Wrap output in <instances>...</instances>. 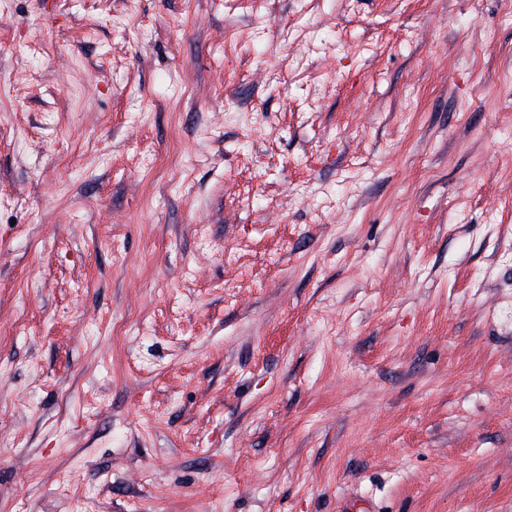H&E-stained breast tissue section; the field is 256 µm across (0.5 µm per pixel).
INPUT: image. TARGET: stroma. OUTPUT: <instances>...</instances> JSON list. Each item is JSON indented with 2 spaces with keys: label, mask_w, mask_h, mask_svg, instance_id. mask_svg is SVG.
I'll return each instance as SVG.
<instances>
[{
  "label": "stroma",
  "mask_w": 512,
  "mask_h": 512,
  "mask_svg": "<svg viewBox=\"0 0 512 512\" xmlns=\"http://www.w3.org/2000/svg\"><path fill=\"white\" fill-rule=\"evenodd\" d=\"M0 512H512L505 0H0Z\"/></svg>",
  "instance_id": "stroma-1"
}]
</instances>
